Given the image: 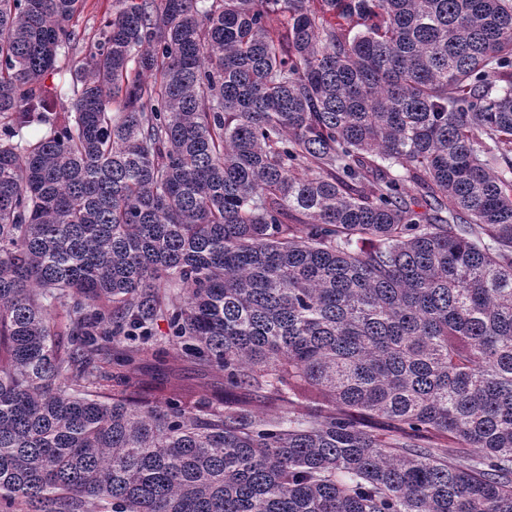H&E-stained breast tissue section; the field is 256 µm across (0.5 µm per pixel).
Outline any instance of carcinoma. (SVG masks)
I'll return each instance as SVG.
<instances>
[{
	"label": "carcinoma",
	"mask_w": 512,
	"mask_h": 512,
	"mask_svg": "<svg viewBox=\"0 0 512 512\" xmlns=\"http://www.w3.org/2000/svg\"><path fill=\"white\" fill-rule=\"evenodd\" d=\"M86 3L0 0V512H512V0ZM113 0H87V6L83 13L75 18L74 28L77 31L93 35L102 27L106 18L112 12ZM70 81L71 76L69 73L50 72L44 76V84L53 94V105L56 110L70 106L68 90ZM164 359L166 360L164 380L167 391L188 395L217 394L216 386L219 378L214 373L181 360L172 349L168 350Z\"/></svg>",
	"instance_id": "obj_1"
}]
</instances>
